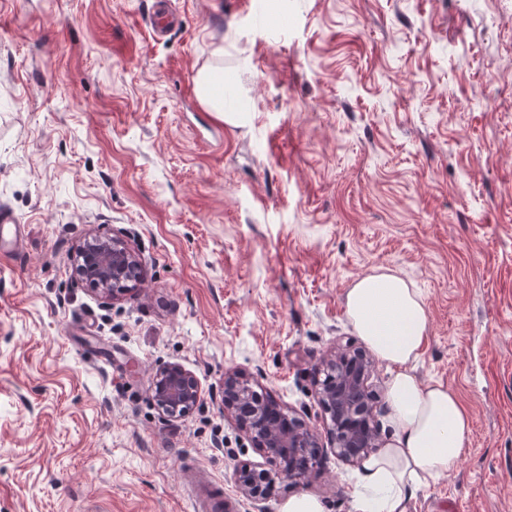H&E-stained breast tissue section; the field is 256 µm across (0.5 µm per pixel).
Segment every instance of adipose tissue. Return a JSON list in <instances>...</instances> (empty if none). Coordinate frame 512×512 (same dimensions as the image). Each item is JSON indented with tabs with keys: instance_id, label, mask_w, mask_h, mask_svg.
Here are the masks:
<instances>
[{
	"instance_id": "obj_1",
	"label": "adipose tissue",
	"mask_w": 512,
	"mask_h": 512,
	"mask_svg": "<svg viewBox=\"0 0 512 512\" xmlns=\"http://www.w3.org/2000/svg\"><path fill=\"white\" fill-rule=\"evenodd\" d=\"M348 322L387 364V403L394 429L384 448L363 464L354 512H407L413 493L454 472L471 419L446 384L421 381L414 369L428 338V313L417 289L394 273L370 274L345 295Z\"/></svg>"
}]
</instances>
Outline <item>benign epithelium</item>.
Wrapping results in <instances>:
<instances>
[{"label": "benign epithelium", "instance_id": "1", "mask_svg": "<svg viewBox=\"0 0 512 512\" xmlns=\"http://www.w3.org/2000/svg\"><path fill=\"white\" fill-rule=\"evenodd\" d=\"M84 279L102 299H115V284L143 275L137 254L119 238L88 235L79 251ZM374 360L350 343L337 344L314 367L318 398L326 415V433L336 457L358 464L384 447L376 398L371 389ZM257 380L240 370L224 372V415L233 417L241 430L263 450L266 463H242L234 470L239 494L256 512H266L269 490L280 480L304 482L307 472L320 462L322 435L314 427L285 416L280 406L256 390ZM151 397L163 415L178 420L195 409L201 398L196 376L182 365L168 364L154 376Z\"/></svg>", "mask_w": 512, "mask_h": 512}]
</instances>
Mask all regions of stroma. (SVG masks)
<instances>
[{"label":"stroma","mask_w":512,"mask_h":512,"mask_svg":"<svg viewBox=\"0 0 512 512\" xmlns=\"http://www.w3.org/2000/svg\"><path fill=\"white\" fill-rule=\"evenodd\" d=\"M0 0V512H190L262 451L221 409L242 370L322 427L312 369L361 345L348 288L392 271L426 304L416 373L472 433L407 512H512V0ZM224 75L236 115L194 78ZM145 277L103 302L75 271L87 232ZM201 385L154 405L157 369ZM361 469L325 452L267 512L309 494L352 512ZM196 90L201 103L210 111L220 116L231 119L233 114H224V87L219 90L220 75L215 69H202L198 72L196 79ZM22 237V225L6 209H0V251L16 254ZM151 397L163 415L170 420H178L197 407L201 388L191 371L172 363L156 371Z\"/></svg>","instance_id":"35a3bbf8"}]
</instances>
